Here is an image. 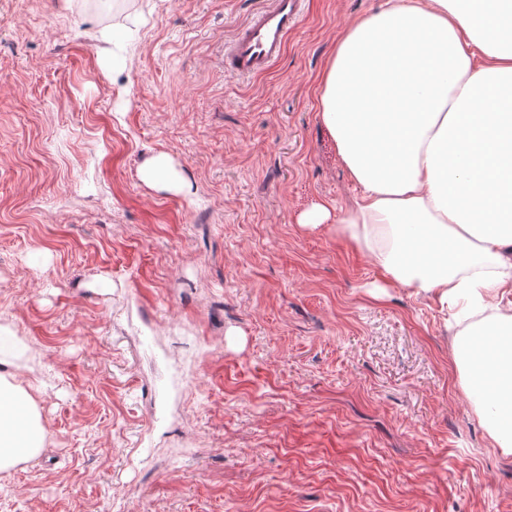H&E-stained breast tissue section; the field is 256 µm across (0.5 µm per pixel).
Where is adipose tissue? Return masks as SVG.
Returning a JSON list of instances; mask_svg holds the SVG:
<instances>
[{
    "label": "adipose tissue",
    "instance_id": "1",
    "mask_svg": "<svg viewBox=\"0 0 512 512\" xmlns=\"http://www.w3.org/2000/svg\"><path fill=\"white\" fill-rule=\"evenodd\" d=\"M320 118L360 195L343 211L316 205L300 226L335 225L381 289L456 310L464 393L512 454V0H386L340 40ZM139 175L187 187L165 153ZM41 392L0 375V472L41 453Z\"/></svg>",
    "mask_w": 512,
    "mask_h": 512
}]
</instances>
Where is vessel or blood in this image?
<instances>
[{
  "label": "vessel or blood",
  "instance_id": "obj_1",
  "mask_svg": "<svg viewBox=\"0 0 512 512\" xmlns=\"http://www.w3.org/2000/svg\"><path fill=\"white\" fill-rule=\"evenodd\" d=\"M303 0H268L237 27L224 55L227 71L241 76H259L282 58L289 35L302 18Z\"/></svg>",
  "mask_w": 512,
  "mask_h": 512
}]
</instances>
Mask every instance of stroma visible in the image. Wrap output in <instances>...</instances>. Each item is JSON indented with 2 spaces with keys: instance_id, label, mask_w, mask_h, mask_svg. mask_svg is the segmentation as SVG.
<instances>
[{
  "instance_id": "obj_1",
  "label": "stroma",
  "mask_w": 512,
  "mask_h": 512,
  "mask_svg": "<svg viewBox=\"0 0 512 512\" xmlns=\"http://www.w3.org/2000/svg\"><path fill=\"white\" fill-rule=\"evenodd\" d=\"M260 4L0 0V326L48 432L0 512H512L448 312L374 298L367 255L297 223L359 196L320 78L385 0H304L240 79ZM159 152L190 195L141 182ZM237 27L224 55V68L241 76H259L282 58L288 36L302 18L303 0H269Z\"/></svg>"
}]
</instances>
